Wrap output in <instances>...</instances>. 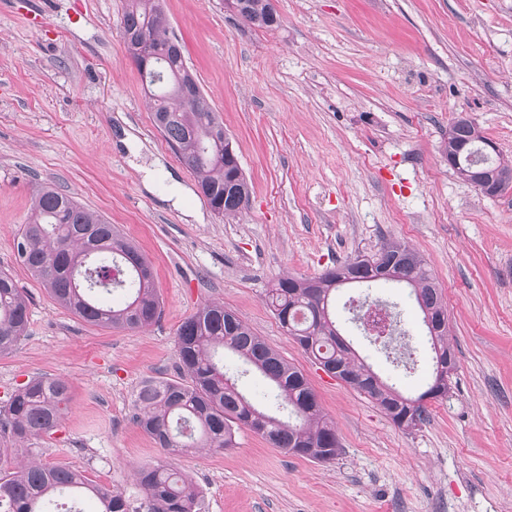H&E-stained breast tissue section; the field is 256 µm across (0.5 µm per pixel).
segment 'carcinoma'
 Instances as JSON below:
<instances>
[{
  "instance_id": "obj_1",
  "label": "carcinoma",
  "mask_w": 512,
  "mask_h": 512,
  "mask_svg": "<svg viewBox=\"0 0 512 512\" xmlns=\"http://www.w3.org/2000/svg\"><path fill=\"white\" fill-rule=\"evenodd\" d=\"M238 15L265 29L279 25L271 0H237ZM121 30L132 37L154 35L151 48L168 72L181 60L168 56L174 39L165 25L160 0H129ZM153 120L170 148L197 178L211 209L236 215L246 206L250 185L236 154L228 150L224 125L203 93L182 99L167 89L152 92ZM485 137L464 119L448 127L444 150L479 152ZM488 173L505 191L512 187V162L498 154L487 159ZM21 263L48 289L56 302L83 320L105 327L140 330L159 322L161 304L151 263L106 219L88 211L72 196L50 186L37 190L31 215L16 243ZM369 265L358 255L309 278L281 277L266 292V302L283 328L324 370L346 376L391 419L409 430L427 418L425 400L447 396L448 384L433 379L415 398L404 396L374 371L356 361L350 345L340 338L330 306L336 290L350 284L384 280L405 284L434 329L429 331L435 363L455 357L448 344V309L423 256L396 242L384 243ZM122 291L120 305H108L101 293ZM28 326V302L16 282L0 271V354L14 349ZM181 382L154 378L138 387L133 422L159 447L177 455L208 448L220 451L235 443L244 427L286 454L317 461L336 458L340 448L336 429L322 412L305 375L288 363L232 311L208 304L179 326L176 338ZM230 350L277 390L295 422L283 421L257 407L224 373L217 354ZM62 380L38 377L12 391L0 403V442L35 440L55 430L68 401ZM144 494L138 507L118 490L89 481L66 465L30 459L11 471H0V512H46L44 504L69 490L92 494L99 512H201V492L191 479L162 464L136 471Z\"/></svg>"
}]
</instances>
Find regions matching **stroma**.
Segmentation results:
<instances>
[{
	"label": "stroma",
	"instance_id": "obj_1",
	"mask_svg": "<svg viewBox=\"0 0 512 512\" xmlns=\"http://www.w3.org/2000/svg\"><path fill=\"white\" fill-rule=\"evenodd\" d=\"M127 4L0 0V270L29 303L26 336L0 355V400L39 376L67 381L71 398L34 456L136 505L135 469L163 463L199 487L202 512H512V190L482 194L442 150L463 117L512 160V0H273L271 30L226 0H164L251 185L236 218L212 211L155 126L120 37ZM43 184L151 262L157 324L88 323L24 267L16 239ZM388 241L432 270L457 358L447 397L427 401L411 431L325 372L265 300L276 278L313 277ZM370 293L392 304L411 360L365 337L347 305L358 289L337 291L336 323L360 361L418 396L433 372L422 314L408 289ZM213 302L304 373L336 426V459L284 454L245 428L234 447L174 456L134 424L140 383L179 379L177 330ZM224 370L269 407L257 371L229 351Z\"/></svg>",
	"mask_w": 512,
	"mask_h": 512
}]
</instances>
